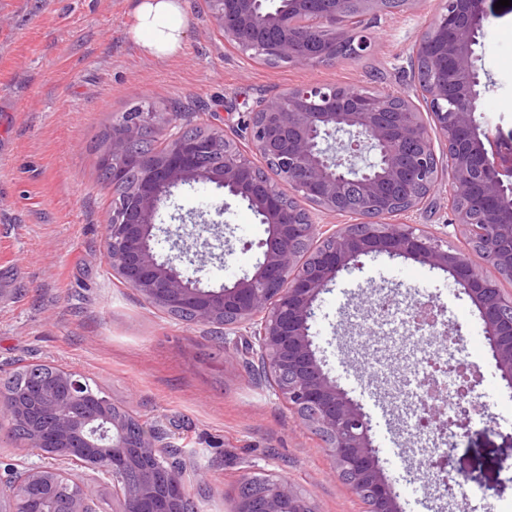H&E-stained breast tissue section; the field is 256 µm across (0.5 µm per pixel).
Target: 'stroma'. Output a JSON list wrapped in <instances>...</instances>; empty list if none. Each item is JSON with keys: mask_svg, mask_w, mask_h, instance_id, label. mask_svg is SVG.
Wrapping results in <instances>:
<instances>
[{"mask_svg": "<svg viewBox=\"0 0 512 512\" xmlns=\"http://www.w3.org/2000/svg\"><path fill=\"white\" fill-rule=\"evenodd\" d=\"M182 4L183 48L156 60L130 36L134 0H0V369L78 371L114 404L162 429L183 458L209 472V486L189 487L201 512H229L233 488L255 474L288 480L317 512H365L321 437L255 382L248 336L216 338L113 275L103 248L112 194L99 178L95 147L113 114L144 102L203 113L241 138L249 107L299 83L410 93L412 50L442 2L411 0L403 11L365 17L374 53L317 68L275 67L226 48L207 0ZM474 63L490 78L480 100L485 121L492 133L511 136L512 5L494 10ZM219 204L226 207L224 247L187 268L209 288L252 274L262 257L265 226L245 202L209 184L181 186L161 212L155 241L157 253L168 254L173 236L213 218ZM403 220L480 263L444 190ZM393 292L398 308L372 324L369 302ZM427 299L455 340L453 359L472 361L477 374V414L451 438L457 465L481 477L464 487L468 512L512 506V387L488 348H476L479 314L448 272L383 254L362 257L317 301V356L369 416L401 512H458L456 499L417 480L424 460L414 450L417 435L389 399L397 384L416 392L395 358L408 344L410 303ZM489 485L496 495L486 494Z\"/></svg>", "mask_w": 512, "mask_h": 512, "instance_id": "35a3bbf8", "label": "stroma"}]
</instances>
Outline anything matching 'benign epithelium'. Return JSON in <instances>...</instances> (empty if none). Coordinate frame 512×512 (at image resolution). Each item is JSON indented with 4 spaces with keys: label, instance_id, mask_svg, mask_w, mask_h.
Masks as SVG:
<instances>
[{
    "label": "benign epithelium",
    "instance_id": "1",
    "mask_svg": "<svg viewBox=\"0 0 512 512\" xmlns=\"http://www.w3.org/2000/svg\"><path fill=\"white\" fill-rule=\"evenodd\" d=\"M487 0H445L413 51V95L338 83L288 88L248 111L251 147L214 128L187 133L185 112L137 105L112 119V143L97 158L112 178V210L103 248L117 275L147 302L187 309L195 324L227 336L245 329L251 357L274 394L325 443L333 467L367 504L368 512H399L383 478L370 423L323 369L313 348L315 303L338 274L369 254L402 257L448 272L479 312L496 365L512 385V156L477 118L482 82L474 65L490 14ZM224 43L237 52L301 68L340 56L361 60L375 44L360 18L388 9L389 0H209ZM426 106L422 118L413 98ZM173 129L169 148L144 154V132ZM348 140L333 148L329 138ZM443 142L436 152L433 135ZM369 152L372 160L357 166ZM269 174L257 175L256 159ZM449 173L442 180L443 172ZM213 184L261 216L267 237L252 275L205 289L184 274V248L160 256L156 221L173 189ZM448 193L455 223L464 226L485 259L474 266L448 241L414 224L387 218L415 211L432 191ZM296 195L334 217L358 213L356 224L329 226L288 204ZM0 414L24 433L22 447L38 461L0 469V512H48L60 488H71L63 512H99L96 487L121 492L118 512H198L186 484V461L158 429L136 420L79 373L58 369L44 380L0 388ZM438 489L455 497L470 480L453 454L421 464ZM258 504L234 496L233 512H316L285 479L267 481Z\"/></svg>",
    "mask_w": 512,
    "mask_h": 512
}]
</instances>
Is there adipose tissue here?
I'll list each match as a JSON object with an SVG mask.
<instances>
[{"instance_id": "adipose-tissue-1", "label": "adipose tissue", "mask_w": 512, "mask_h": 512, "mask_svg": "<svg viewBox=\"0 0 512 512\" xmlns=\"http://www.w3.org/2000/svg\"><path fill=\"white\" fill-rule=\"evenodd\" d=\"M181 14V0H137L131 34L145 55L166 59L179 53L186 35Z\"/></svg>"}]
</instances>
